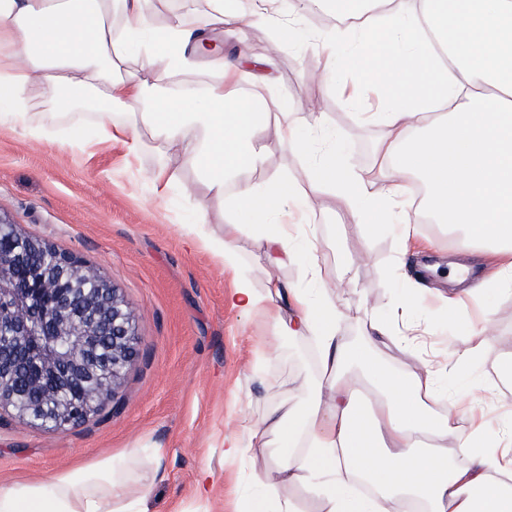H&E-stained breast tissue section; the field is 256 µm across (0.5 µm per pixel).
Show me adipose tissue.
<instances>
[{"label":"adipose tissue","mask_w":512,"mask_h":512,"mask_svg":"<svg viewBox=\"0 0 512 512\" xmlns=\"http://www.w3.org/2000/svg\"><path fill=\"white\" fill-rule=\"evenodd\" d=\"M340 21L314 41L346 68L347 99L375 98L370 123L383 135L376 149L378 176L368 184L326 140L315 115L310 134L318 147L307 169L309 192L281 178H255L272 147L299 149L287 104L271 89L243 94L263 60L225 58L207 50L206 33L263 21L294 43L306 36L303 17L283 21L280 0L244 10L205 0L193 17L175 16L164 29L150 25L152 0H0V124L25 121L33 99L86 87L114 105L140 113L139 122L97 116L102 141L138 155L147 142L177 155L196 171L209 194L227 200L231 217L222 235L197 226L198 245L235 271L228 301L261 320L272 340L303 339L314 348L316 378L306 400L280 402L261 423L247 426V443L225 438L224 454L245 459L247 444L271 449L274 481L235 501L234 512H300L293 490L317 512H512V433L490 445L484 430V386L448 391L450 364L489 355L495 323L483 315L471 329L473 346L454 362L434 361L404 373L381 349H417L413 332L420 306L403 294L387 318L370 319L362 336L343 335L340 311L326 287L317 245L303 225L287 223L288 207L314 208L327 193L360 223L391 227L400 254L426 249L407 212L404 189L417 175L439 223L459 228L466 244H481L497 265L493 286L512 290V0H327ZM124 24L112 25L113 10ZM448 45L447 60L437 48ZM141 50L136 73L122 74L123 50ZM208 54L219 80L188 86L154 100L174 70ZM149 139H142L138 124ZM256 237L271 271L264 287L245 275L239 235ZM314 288H296L278 270L299 260ZM444 398L431 412L430 399ZM468 429H460L459 418ZM456 448L461 462L448 459ZM128 458L103 457L39 481H17L0 491V512H146L125 493Z\"/></svg>","instance_id":"obj_1"}]
</instances>
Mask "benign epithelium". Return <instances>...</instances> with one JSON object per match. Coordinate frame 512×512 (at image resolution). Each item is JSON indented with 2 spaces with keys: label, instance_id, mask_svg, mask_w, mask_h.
<instances>
[{
  "label": "benign epithelium",
  "instance_id": "7a95c632",
  "mask_svg": "<svg viewBox=\"0 0 512 512\" xmlns=\"http://www.w3.org/2000/svg\"><path fill=\"white\" fill-rule=\"evenodd\" d=\"M137 340L96 269L0 218V410L55 432L86 421L113 398Z\"/></svg>",
  "mask_w": 512,
  "mask_h": 512
}]
</instances>
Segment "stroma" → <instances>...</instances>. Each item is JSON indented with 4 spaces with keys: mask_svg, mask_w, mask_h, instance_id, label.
Here are the masks:
<instances>
[{
    "mask_svg": "<svg viewBox=\"0 0 512 512\" xmlns=\"http://www.w3.org/2000/svg\"><path fill=\"white\" fill-rule=\"evenodd\" d=\"M219 39L225 53L244 47L269 57L263 76L287 101L293 120L324 113L349 169L372 179L382 131L365 124L360 107L341 97L336 85L308 79V72L327 65L314 44L279 42L276 30L261 22L220 33ZM31 124L42 126L45 137L32 138ZM28 125L0 128V217L98 268L135 317L138 354L110 417L94 416L54 432L1 411L0 487L133 451L137 458L127 489L144 497L147 512H221L227 487L237 486L247 496L256 489V477H275L269 449L253 448L242 462L225 460V436L242 434L244 424L260 421L288 400L291 387L313 380L311 348L282 340L256 358L258 325L226 302L232 273L199 249L192 234L198 207H205L208 227L217 233L230 210L193 171L172 161L175 186L160 199L149 182L158 151L124 162L121 148L100 141L95 112H64L58 98L45 95L33 101ZM307 163L306 153L275 149L258 175L301 185ZM417 190L414 183L407 187L410 216L419 236L435 247L401 267L392 233L369 230L337 199L323 197L307 215L346 335H359L366 314L385 316L406 282L416 279L423 287L453 292L450 263L479 264L483 280L492 272L490 257L465 248L456 232L437 224ZM468 306L466 320L442 308L432 311L424 323L425 349L465 351L473 322L482 312L492 313L494 353L450 374L448 389L464 391L469 377L491 388L486 433L494 439L512 423V383L500 379L497 368L498 357L512 355V294L479 295ZM204 469L213 473L206 498L196 493Z\"/></svg>",
    "mask_w": 512,
    "mask_h": 512,
    "instance_id": "stroma-1",
    "label": "stroma"
}]
</instances>
